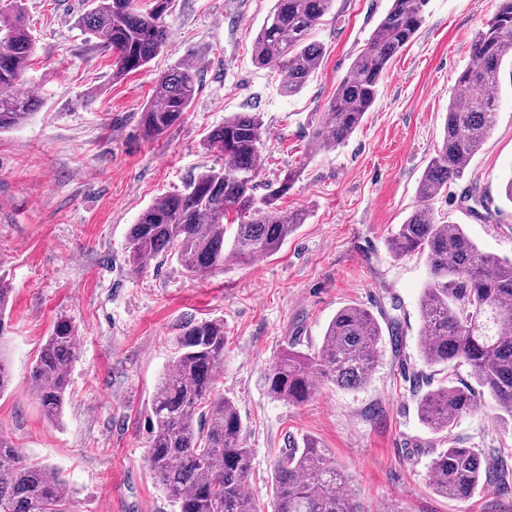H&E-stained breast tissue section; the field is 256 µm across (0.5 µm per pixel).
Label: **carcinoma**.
Instances as JSON below:
<instances>
[{"mask_svg":"<svg viewBox=\"0 0 512 512\" xmlns=\"http://www.w3.org/2000/svg\"><path fill=\"white\" fill-rule=\"evenodd\" d=\"M81 28L115 55L112 79L140 70L171 47L166 23L172 0H89ZM373 35L356 55L315 130L319 151L344 144L373 107L390 60L423 24L429 0H390ZM335 0H275L252 45L254 63L281 76L283 93H298L323 59L320 44L308 41ZM36 41L23 14L22 0L0 6V132L24 124L36 107L17 92L35 52ZM473 63L457 79L443 125L442 142L417 186L420 204L389 240L397 257L426 254L431 281L420 302L421 354L430 367L465 363L476 387L453 383L427 390L418 404L425 425L448 431L471 412L481 397L491 400L495 422L512 436V262L481 251L460 224L437 219L433 201L448 185L469 173L496 124L503 62L512 60V0L499 7L471 43ZM197 64L183 61L162 77L144 106L139 126L148 140L177 125L197 91ZM265 128L258 112H234L207 136L208 149L224 157L181 190L157 197L130 226L126 249L136 272L149 257L177 256L192 277L203 278L227 259L247 261L276 254L306 223L303 210L273 206L299 177L290 170L269 189L263 206L253 191ZM12 288L0 277V341L5 338ZM383 330L373 314L358 305L339 309L322 344L312 354L286 350L267 375L269 393L302 404L321 378L339 387L367 385L376 366ZM77 336L67 322L57 323L30 373L32 392L49 421L64 409L68 370ZM224 360V320L186 324L175 339L169 368L160 377L148 407L146 465L176 512H257L244 492L250 449L235 402L216 387V367ZM432 488L450 500L469 498L479 484L504 490L512 468L488 465L471 448L454 445L432 460ZM273 512H367L349 488L348 478L322 444L310 437L288 444L272 474ZM75 501L59 472L27 460L11 442L0 439V512H75Z\"/></svg>","mask_w":512,"mask_h":512,"instance_id":"carcinoma-1","label":"carcinoma"}]
</instances>
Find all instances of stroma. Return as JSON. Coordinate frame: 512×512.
Returning a JSON list of instances; mask_svg holds the SVG:
<instances>
[{"instance_id":"obj_1","label":"stroma","mask_w":512,"mask_h":512,"mask_svg":"<svg viewBox=\"0 0 512 512\" xmlns=\"http://www.w3.org/2000/svg\"><path fill=\"white\" fill-rule=\"evenodd\" d=\"M498 2L430 0L361 126L345 144L318 152L313 134L327 103L390 0H336L311 35L324 48L322 64L291 96L273 69L252 59L274 0H173L171 48L120 80L111 52L77 25L85 0H24L36 51L18 90L37 106L21 127L0 133V275L13 289L5 338L13 385L0 396V437L60 471L77 512H174L145 464L148 404L184 325L214 318L223 319L225 337L217 385L242 416L251 450L245 489L261 512H272L278 454L305 437L329 450L367 512H512V494L488 486L464 501L431 487V460L448 445L510 454L512 439L486 401L448 432L421 423L424 391L473 379L465 365H425L419 300L429 268L424 255L387 249L419 203L417 182L441 144L456 79ZM183 58L198 66V94L179 124L147 140L140 113ZM497 96L496 125L469 179L433 207L482 251L512 261V204L501 196L512 172L511 65ZM234 112H257L264 122L256 199L300 170L275 205L306 210V223L277 254L228 262L203 279L188 276L173 255L133 272L130 225L158 195L221 165L204 139ZM473 183L484 197L476 209L466 199ZM353 304L402 331L400 346L383 342L370 382L348 390L322 381L301 405L273 397L269 366L291 344L317 350L336 311ZM63 320L78 345L63 414L50 422L29 375Z\"/></svg>"}]
</instances>
